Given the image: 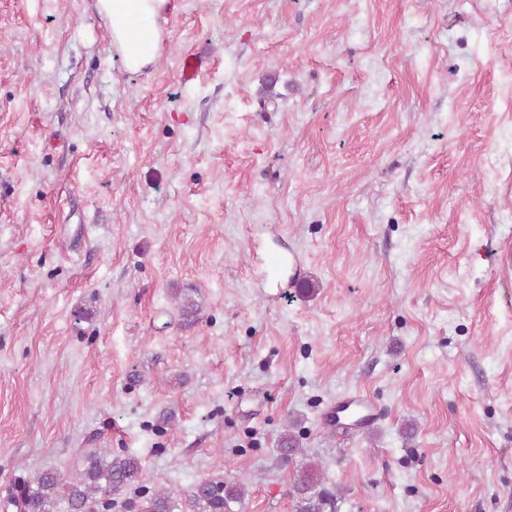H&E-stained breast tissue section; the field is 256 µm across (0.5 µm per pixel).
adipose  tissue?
<instances>
[{
	"label": "adipose tissue",
	"instance_id": "1",
	"mask_svg": "<svg viewBox=\"0 0 512 512\" xmlns=\"http://www.w3.org/2000/svg\"><path fill=\"white\" fill-rule=\"evenodd\" d=\"M97 5L111 21L113 42L125 50L126 70L136 73L150 65L157 55V19L168 0H97Z\"/></svg>",
	"mask_w": 512,
	"mask_h": 512
}]
</instances>
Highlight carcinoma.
I'll return each mask as SVG.
<instances>
[{"label": "carcinoma", "instance_id": "1", "mask_svg": "<svg viewBox=\"0 0 512 512\" xmlns=\"http://www.w3.org/2000/svg\"><path fill=\"white\" fill-rule=\"evenodd\" d=\"M142 476L141 460L129 453L113 454L95 450L84 456V466L77 476L65 479L56 470H46L19 485L4 508L21 512H112L118 508L112 495L137 485ZM245 485L201 479L191 490L190 500L200 512H234L242 502ZM299 512H320L330 493L321 488L316 468L307 464L290 489ZM136 512H174L175 492L158 488L145 492L133 503Z\"/></svg>", "mask_w": 512, "mask_h": 512}]
</instances>
